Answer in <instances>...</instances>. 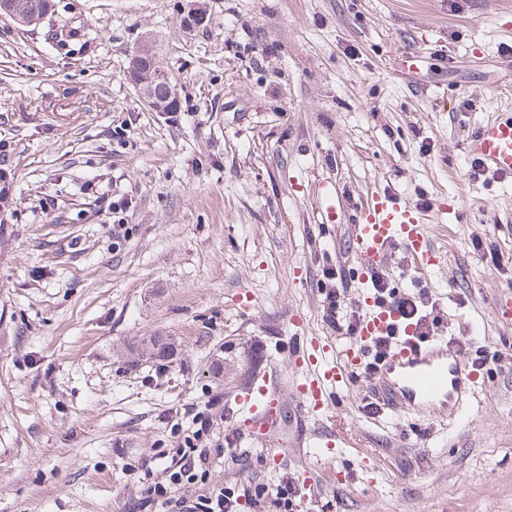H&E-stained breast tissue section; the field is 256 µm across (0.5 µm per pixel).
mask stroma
<instances>
[{
    "instance_id": "obj_1",
    "label": "stroma",
    "mask_w": 512,
    "mask_h": 512,
    "mask_svg": "<svg viewBox=\"0 0 512 512\" xmlns=\"http://www.w3.org/2000/svg\"><path fill=\"white\" fill-rule=\"evenodd\" d=\"M54 0L38 27L0 19V512H145L171 449L213 419L210 482L275 490L314 472L300 512H512V176L472 179L465 141L512 115V0ZM152 41L171 119L127 77ZM336 187V221L320 209ZM433 214L439 335L486 358L457 423L366 413L248 432L253 382L292 370L294 333L328 336L325 264L361 298L352 214L372 191ZM457 196L459 211L439 201ZM128 200L127 210L112 202ZM496 245L499 264L472 242ZM169 336L173 358L130 344ZM340 437L334 459L319 437ZM278 449L271 461L270 449Z\"/></svg>"
}]
</instances>
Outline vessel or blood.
Segmentation results:
<instances>
[{"instance_id": "b4317fda", "label": "vessel or blood", "mask_w": 512, "mask_h": 512, "mask_svg": "<svg viewBox=\"0 0 512 512\" xmlns=\"http://www.w3.org/2000/svg\"><path fill=\"white\" fill-rule=\"evenodd\" d=\"M465 150L486 170L512 175V116L479 124L466 140ZM394 247L422 275L431 273L442 261L417 206L384 192H371L357 209L353 226L352 248L359 261V278L386 265ZM362 303L368 314L357 342L340 348L332 339L313 336L294 354V370L286 385L303 418L326 415L351 376L363 368L366 345L391 330L398 341L369 381V389L383 409L423 414L444 398L449 410L456 413L462 403L474 398L482 380L477 364L461 361L445 339L418 340L416 326L402 322L396 308L377 305L371 293H363ZM241 403L253 428L278 426L282 397L268 383L254 384Z\"/></svg>"}]
</instances>
